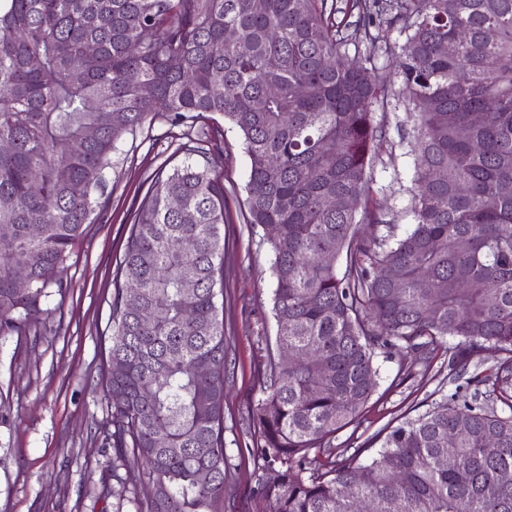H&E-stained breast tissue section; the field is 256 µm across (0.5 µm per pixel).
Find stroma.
Listing matches in <instances>:
<instances>
[{
	"mask_svg": "<svg viewBox=\"0 0 512 512\" xmlns=\"http://www.w3.org/2000/svg\"><path fill=\"white\" fill-rule=\"evenodd\" d=\"M387 142L373 164L370 195L404 233L413 218L409 187L412 113L402 99L374 107ZM208 136L223 151L224 174V448L229 458L224 512H255L262 475L251 420L259 398L258 372L275 353L271 253L262 229L246 220L250 162L238 132L218 114L171 126L147 120L126 134L96 196L100 206L85 225L43 306L40 335H0V512H134L113 494L112 449L105 439L109 409L102 387L108 345L112 273L124 252L131 214L159 168L181 165L184 147ZM379 384L354 428L336 436L337 448L375 449L404 416L428 409L453 392L444 355L420 361L394 353L378 357Z\"/></svg>",
	"mask_w": 512,
	"mask_h": 512,
	"instance_id": "stroma-1",
	"label": "stroma"
}]
</instances>
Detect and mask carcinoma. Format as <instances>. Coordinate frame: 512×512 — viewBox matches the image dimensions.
Masks as SVG:
<instances>
[{
    "mask_svg": "<svg viewBox=\"0 0 512 512\" xmlns=\"http://www.w3.org/2000/svg\"><path fill=\"white\" fill-rule=\"evenodd\" d=\"M384 26L404 35L398 95L417 111L414 224L358 240V214L382 224L372 106L393 90L347 47L371 59ZM159 113L173 126L222 115L250 161L247 222L266 232L276 342L295 356L269 361L252 409L257 512H512V0H0L1 335L46 325L47 288L93 223L117 143ZM185 152L151 177L112 278L102 383L112 480L147 485L135 512L224 503V174L217 140ZM432 168L448 177L427 180ZM488 346L501 358L465 394L393 427L366 461L358 448L336 460L378 353L442 350L453 369Z\"/></svg>",
    "mask_w": 512,
    "mask_h": 512,
    "instance_id": "1",
    "label": "carcinoma"
}]
</instances>
